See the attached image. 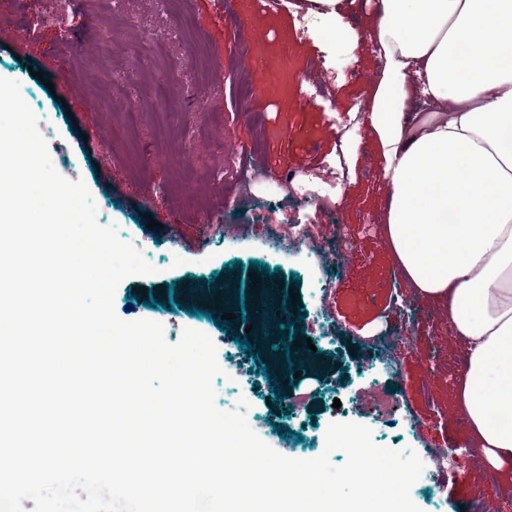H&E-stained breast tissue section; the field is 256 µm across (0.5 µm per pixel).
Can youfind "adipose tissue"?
<instances>
[{
    "label": "adipose tissue",
    "instance_id": "ef3b65f1",
    "mask_svg": "<svg viewBox=\"0 0 512 512\" xmlns=\"http://www.w3.org/2000/svg\"><path fill=\"white\" fill-rule=\"evenodd\" d=\"M370 124L391 250L467 348L458 402L485 457L512 458V0H380Z\"/></svg>",
    "mask_w": 512,
    "mask_h": 512
}]
</instances>
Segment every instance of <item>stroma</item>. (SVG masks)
<instances>
[{
    "label": "stroma",
    "instance_id": "1",
    "mask_svg": "<svg viewBox=\"0 0 512 512\" xmlns=\"http://www.w3.org/2000/svg\"><path fill=\"white\" fill-rule=\"evenodd\" d=\"M210 10V0H180L176 10L163 0H0V78L18 83L57 173L87 186L98 224L115 227L156 269L118 285L117 316L158 322L171 343L184 329L200 331L226 359L234 338L192 314L196 302L184 295V284L236 291L253 276L291 283L297 307L311 319L325 317L333 331L317 340L318 369L295 380L302 402H281L282 389L270 378L264 394L247 400L248 424L264 427L261 441L288 457L300 445L313 459L322 453L328 425L348 420L368 426L384 448L422 456L440 443L468 475L454 486L440 468H424L410 492L421 512H468L490 491L493 473L512 487V461L491 469L466 443L456 416L457 379L448 373L464 360V347L447 312L408 288L381 223L390 189L368 119L379 83L370 36L378 20L375 0H346L340 42L325 37L333 26L329 15L286 0H234L224 19H210ZM258 17L266 31L262 57L236 60L241 28ZM105 27L118 43L137 41L135 52L101 48L94 34ZM314 61L332 96L310 103L301 77ZM173 66L181 74L170 84L164 73ZM45 78L52 87L42 86ZM243 79L255 87L245 105L236 96ZM59 95L65 106H56ZM134 108L142 121L125 128ZM350 123L352 134L336 141L333 130ZM253 149L262 179L246 198L234 185L240 155ZM280 160L296 173L338 161L346 167L336 206L351 252L324 312L313 288L320 260L271 249L249 226L250 219L289 205L275 174ZM210 171L219 181L207 179ZM172 213L181 220L174 238L166 228ZM242 223L248 232L225 237V225ZM148 290L155 301L150 308ZM381 334L397 335V347L369 344ZM370 389L385 407L349 405L353 394Z\"/></svg>",
    "mask_w": 512,
    "mask_h": 512
}]
</instances>
